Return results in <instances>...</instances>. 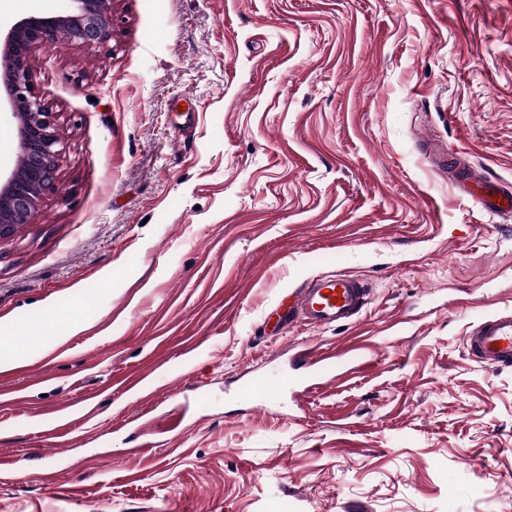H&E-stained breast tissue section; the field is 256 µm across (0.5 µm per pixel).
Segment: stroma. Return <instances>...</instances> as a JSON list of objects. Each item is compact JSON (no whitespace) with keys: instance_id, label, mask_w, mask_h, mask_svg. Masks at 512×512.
Masks as SVG:
<instances>
[{"instance_id":"obj_1","label":"stroma","mask_w":512,"mask_h":512,"mask_svg":"<svg viewBox=\"0 0 512 512\" xmlns=\"http://www.w3.org/2000/svg\"><path fill=\"white\" fill-rule=\"evenodd\" d=\"M72 0H0V43ZM111 52L33 77L57 189L0 239V512H512V368L464 340L512 313V0H112ZM0 85V178L18 154ZM351 322L279 326L309 278ZM78 332H70L71 320ZM348 348L252 410L251 370ZM450 182L460 193L477 198L491 212L512 213V188L502 181H492L486 176L476 175L471 168L460 163L448 161ZM295 297L283 318L285 328L296 315L305 324L330 328L352 320L367 304L368 292L362 280L336 274L304 283L296 290ZM332 297L336 302H332Z\"/></svg>"}]
</instances>
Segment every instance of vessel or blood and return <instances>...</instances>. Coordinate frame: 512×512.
Masks as SVG:
<instances>
[{
	"instance_id": "vessel-or-blood-1",
	"label": "vessel or blood",
	"mask_w": 512,
	"mask_h": 512,
	"mask_svg": "<svg viewBox=\"0 0 512 512\" xmlns=\"http://www.w3.org/2000/svg\"><path fill=\"white\" fill-rule=\"evenodd\" d=\"M450 182L460 193L478 199L489 211L512 213V187L476 175L471 168L449 162ZM368 292L362 280L347 275H325L301 285L295 301L283 318L284 324L301 320L319 328H330L352 320L366 305ZM469 359L489 368L512 367V317L490 316L471 325L465 342ZM300 387L297 374L289 372L274 384L264 375L252 376L241 393L267 407Z\"/></svg>"
}]
</instances>
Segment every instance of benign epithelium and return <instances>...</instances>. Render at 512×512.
<instances>
[{"label":"benign epithelium","mask_w":512,"mask_h":512,"mask_svg":"<svg viewBox=\"0 0 512 512\" xmlns=\"http://www.w3.org/2000/svg\"><path fill=\"white\" fill-rule=\"evenodd\" d=\"M75 13L28 19L15 25L4 46L6 67L0 71L13 114L18 119L20 165L0 184V239L30 222L43 198L57 186L61 143L54 113L36 90L31 54L65 40L99 52L111 49L112 0H74Z\"/></svg>","instance_id":"benign-epithelium-1"}]
</instances>
